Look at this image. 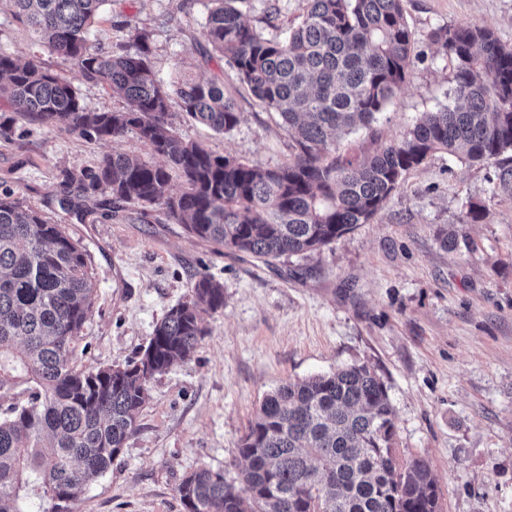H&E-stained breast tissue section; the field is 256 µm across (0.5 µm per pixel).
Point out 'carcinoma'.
<instances>
[{
    "label": "carcinoma",
    "mask_w": 512,
    "mask_h": 512,
    "mask_svg": "<svg viewBox=\"0 0 512 512\" xmlns=\"http://www.w3.org/2000/svg\"><path fill=\"white\" fill-rule=\"evenodd\" d=\"M50 52L76 61L85 80L125 99L88 109L72 84L40 62L0 53V97L40 124L98 140L135 133L158 164L123 153L67 171L86 193L107 189L112 208H159L191 236L266 264L317 252L368 223L403 176L444 151L485 163L512 151V45L489 27H439L429 39L454 62L453 103L425 112L400 138L374 125L402 90L415 39L404 0H307L282 39L246 23L237 0H209L202 36L232 66L295 143L266 169L181 138L171 95L218 133L240 122L223 74L181 76L170 91L149 65V36L135 55L105 51L89 31L109 0H9ZM369 131L372 147L339 154L336 138ZM184 188L172 191L173 177ZM94 299L87 256L59 224L0 192V512H75L87 482L106 473L136 428L148 384L189 359L224 307L223 285L196 272L137 358L78 369L75 344ZM4 399L8 405L1 404ZM394 410L370 367L349 365L287 382L268 394L239 440L242 479L197 469L178 487L185 512H440L426 461L397 466Z\"/></svg>",
    "instance_id": "1"
}]
</instances>
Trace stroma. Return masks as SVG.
<instances>
[{
  "label": "stroma",
  "instance_id": "1",
  "mask_svg": "<svg viewBox=\"0 0 512 512\" xmlns=\"http://www.w3.org/2000/svg\"><path fill=\"white\" fill-rule=\"evenodd\" d=\"M209 0H110L90 30L93 43L136 53L135 31L150 38V64L163 85L178 74L223 71L238 126L218 134L170 113L178 133L218 155L274 169L292 140L231 67L204 62ZM306 0H240L245 21L265 37L299 22ZM418 57L379 122L381 142L400 138L421 113L447 104L451 60L432 29L478 24L512 45V0H405ZM0 51L37 60L66 76L93 111L125 102L86 81L77 65L38 45L0 0ZM0 189L37 207L86 251L95 298L75 345L78 366L118 364L146 346L166 311L185 299L198 271L224 286V306L190 360L149 382L134 433L109 472L91 481L77 512H184L177 486L205 467L237 480V446L264 396L280 385L341 366L365 364L385 383L395 411L399 466L429 462L441 512H512V195L497 185L500 165L441 152L408 171L384 208L321 252L268 268L216 253L160 210H113L109 191L63 187L66 169L92 167L112 152L145 155L134 134L99 141L49 128L20 112L4 115ZM482 221L461 223L469 205ZM459 233L443 248L440 227Z\"/></svg>",
  "mask_w": 512,
  "mask_h": 512
}]
</instances>
